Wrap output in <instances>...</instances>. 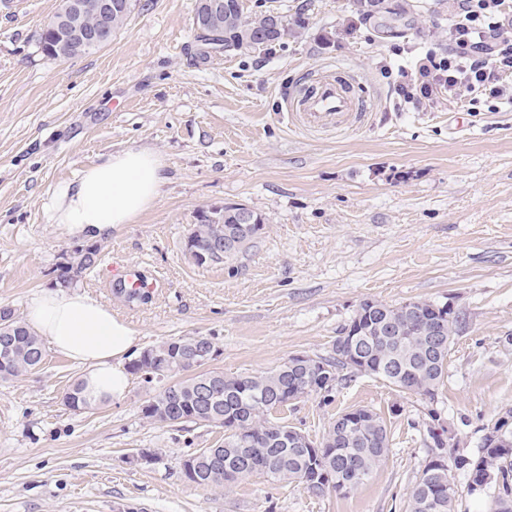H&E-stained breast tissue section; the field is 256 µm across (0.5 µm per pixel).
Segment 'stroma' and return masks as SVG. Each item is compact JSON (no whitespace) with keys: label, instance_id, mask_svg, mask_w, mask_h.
<instances>
[{"label":"stroma","instance_id":"stroma-1","mask_svg":"<svg viewBox=\"0 0 512 512\" xmlns=\"http://www.w3.org/2000/svg\"><path fill=\"white\" fill-rule=\"evenodd\" d=\"M247 13L304 21L302 36L261 50L205 52L195 0H135L107 45L71 59L43 55L38 33L59 0H0V307L24 317L76 250L101 262L73 285L118 313L141 346L211 336L208 370L276 368L329 356L359 304L429 301L463 311L435 399L375 376L330 400L291 405L290 426L321 438L343 412L385 421L389 456L348 496L318 497L254 475L228 488L188 482L182 461L222 431L150 423V390L73 413L62 398L82 367L48 351L44 367L0 384V512H405L432 456L430 411L460 451L512 408V103L466 112L395 110L386 72L425 44H448V0H381L359 20L352 0H243ZM359 69L381 106L350 133L307 131L280 93L320 64ZM156 151L166 181L154 206L89 241L52 219L54 189L108 153ZM244 206L264 219L236 257L195 265L184 241L198 211ZM145 271L155 294L129 305L112 265ZM153 462L133 459L137 449Z\"/></svg>","mask_w":512,"mask_h":512}]
</instances>
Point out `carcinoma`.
<instances>
[{
  "label": "carcinoma",
  "mask_w": 512,
  "mask_h": 512,
  "mask_svg": "<svg viewBox=\"0 0 512 512\" xmlns=\"http://www.w3.org/2000/svg\"><path fill=\"white\" fill-rule=\"evenodd\" d=\"M224 2V50L241 49V38L250 31L265 30L270 23L275 29L267 35L273 44L288 34H301L303 22L296 28L288 21L270 13L248 15L243 0ZM41 52L53 59L62 57V42L55 19H50L39 34ZM227 238L236 240L217 251L212 244ZM253 236L238 234L237 217L231 208L202 210L196 223L190 225L184 242V252L198 266L222 263L233 258L251 243ZM75 261L81 272L91 271L100 261L99 250L88 247L76 251ZM141 287L124 281L111 286V292L132 305L146 304L152 295L143 287L148 278L138 273ZM393 322L390 336L378 333L375 322L361 312H355L350 325L360 326L359 344L368 356L367 368L351 370L352 376L379 377L405 394L434 397L448 373V358L454 337L462 323L451 322L445 329L446 342L430 366L421 364L429 333L422 325L409 328L403 306L377 301ZM349 336L342 330L336 337L328 357L315 356L313 364L323 363L339 382L346 366L337 358V346ZM215 353V344L207 336L172 338L144 348L129 364L131 373L146 383H158V388L142 409L143 416L154 424L183 429L188 424L224 430V441L215 448H198L187 454L182 463L184 477L203 487H227L216 478L219 471L233 470L244 479L261 475L273 482L297 483L311 490L315 482L326 492L338 487L356 491L386 461L389 453L387 430L373 431L368 423L358 426L354 437L336 435V422L319 440L294 445L288 442L291 426L273 413L279 411L276 402L293 392L295 378L288 363L259 374L226 377L222 372L206 371L204 367ZM46 350L43 339L27 324L14 316L8 307L0 308V382H9L38 371L44 363ZM331 389L320 385L317 374H311L301 386L297 399L312 395L328 396ZM104 397H93L83 379H77L64 396V405L74 412L92 409ZM436 452L418 473L409 495L406 512H457L458 488L452 472L466 473L469 484L481 489H494L489 512H512V444L492 435H484L479 453L468 456L454 451L448 454V444L441 434L428 428ZM448 455L445 466L436 464L441 454Z\"/></svg>",
  "instance_id": "cac0c4a2"
}]
</instances>
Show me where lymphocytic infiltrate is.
<instances>
[{
    "label": "lymphocytic infiltrate",
    "mask_w": 512,
    "mask_h": 512,
    "mask_svg": "<svg viewBox=\"0 0 512 512\" xmlns=\"http://www.w3.org/2000/svg\"><path fill=\"white\" fill-rule=\"evenodd\" d=\"M448 47L428 48L392 83L396 107L512 100V14L505 0H451Z\"/></svg>",
    "instance_id": "lymphocytic-infiltrate-1"
}]
</instances>
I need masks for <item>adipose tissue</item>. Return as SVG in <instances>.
Here are the masks:
<instances>
[{"label":"adipose tissue","instance_id":"1","mask_svg":"<svg viewBox=\"0 0 512 512\" xmlns=\"http://www.w3.org/2000/svg\"><path fill=\"white\" fill-rule=\"evenodd\" d=\"M165 179L164 164L151 150L130 148L104 156L76 181L54 190V221L95 238L149 210ZM25 322L59 354L83 367L93 395L125 398L130 383L127 362L139 341L127 321L87 293L57 287L30 299Z\"/></svg>","mask_w":512,"mask_h":512}]
</instances>
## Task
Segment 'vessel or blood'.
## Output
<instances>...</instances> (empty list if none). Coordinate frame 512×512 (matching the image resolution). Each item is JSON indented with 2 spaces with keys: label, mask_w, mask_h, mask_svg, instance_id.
<instances>
[{
  "label": "vessel or blood",
  "mask_w": 512,
  "mask_h": 512,
  "mask_svg": "<svg viewBox=\"0 0 512 512\" xmlns=\"http://www.w3.org/2000/svg\"><path fill=\"white\" fill-rule=\"evenodd\" d=\"M281 96L291 122L308 131H349L373 110L360 75L341 66L320 68L312 74L311 88L288 89Z\"/></svg>",
  "instance_id": "vessel-or-blood-1"
}]
</instances>
